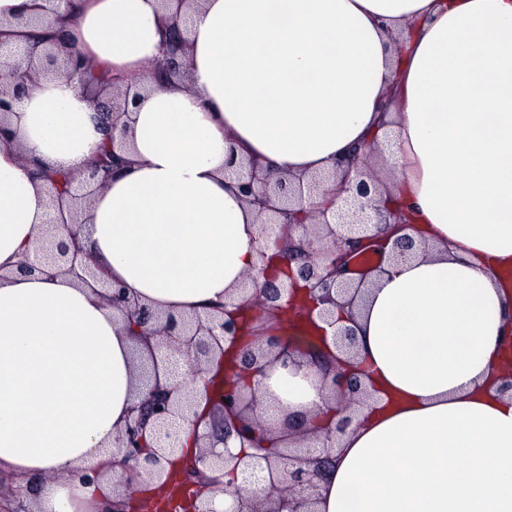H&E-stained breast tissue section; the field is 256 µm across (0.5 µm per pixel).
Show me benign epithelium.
<instances>
[{"label":"benign epithelium","instance_id":"1","mask_svg":"<svg viewBox=\"0 0 512 512\" xmlns=\"http://www.w3.org/2000/svg\"><path fill=\"white\" fill-rule=\"evenodd\" d=\"M55 21L57 15L53 8L34 16L15 17L18 26H46ZM170 41L174 50L163 47L162 58L151 64V70L159 68L171 77H179L182 50L179 26H173ZM68 66L75 70L81 66L80 55L73 50L62 58L49 48L16 49L0 43V80L9 82V88H0V116L14 111L16 102L28 92L33 70L39 67L44 71H57ZM104 92L102 88L93 93V97L97 111L112 113V130L115 131L123 114L117 99L128 98L130 90H115L106 100L102 99ZM363 164L362 156L351 161L340 160L336 171L314 176L306 182L300 178H280L272 183L250 164H240L234 170L239 193L260 218L257 227L262 246L260 257H265L264 250L272 241L275 255L292 260L291 256L283 254L282 240L272 239L270 225L283 224L290 230H302L297 247L301 259L298 268H286L283 280L266 273L261 282L250 278L245 307L251 308L252 300L257 299L267 314L286 312L304 323H323L318 340L320 347L328 351V360L319 365L321 386L334 401L332 414L323 427L319 430L302 427L291 435L283 428L263 425L261 384H239L244 377L266 376V368L276 362L288 367L293 353L299 351L288 338L271 336L267 348L255 350L242 345L243 321L235 314L226 318L162 314L130 297L123 286L112 283L99 295L112 308L139 320L137 339L147 351H152V343L156 342L173 354L185 357L192 379L209 374L213 358L224 354L226 345L235 349V359L231 367L225 369L226 384L220 390L213 391L210 381H205L209 410L204 416L196 411V383L184 382L176 388L163 386L158 365L151 362L146 376L148 396L132 407L124 428L116 435L117 452L112 461L107 467L82 473L79 475L82 481H95L107 469L119 466L123 470L119 488L155 484L165 494L174 477L179 491L187 496L177 502L169 498L156 503L161 512L171 505L181 512H315L322 462L329 458L336 439L347 433L370 400L365 374L342 360L354 352L355 330L348 326L336 327L335 318L336 308L354 303L358 288L337 281V276L349 270L352 260L361 252H374L389 244L393 258L405 259L414 247L413 239L404 234L408 224L402 221L395 200L380 197L379 189ZM100 172L101 164L94 159L73 178L75 186L67 192L66 199L75 218H80L90 204L92 194L104 188L105 180L99 178ZM332 180L336 181V188L328 199L315 210H305L304 195L322 192L325 184ZM340 196L344 197L343 206L328 215ZM47 267L71 276L88 288L99 282L75 232L67 243H57L49 235H42L34 257L25 259L20 270L43 273ZM330 328L333 329L331 334L328 333ZM185 426L195 436L200 452L174 471L172 455L179 447L180 432ZM260 431L276 439L275 453L246 452V444ZM232 438L241 445L236 454L228 448ZM219 443L225 445L221 452L216 451ZM218 494L224 495L221 511L213 507Z\"/></svg>","mask_w":512,"mask_h":512}]
</instances>
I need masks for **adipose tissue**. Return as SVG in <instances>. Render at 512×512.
<instances>
[{"mask_svg": "<svg viewBox=\"0 0 512 512\" xmlns=\"http://www.w3.org/2000/svg\"><path fill=\"white\" fill-rule=\"evenodd\" d=\"M160 2L0 0V41H28L15 15L57 8L56 46L139 92L123 162L83 217L87 254L154 310L222 314L259 274L257 213L225 165L306 178L389 143L420 248L383 259L336 313L372 399L337 440L316 510L512 512V0H200L182 30L187 77L165 82L145 70L172 15ZM106 122L78 77L41 72L0 123V470L34 512H105L112 478L72 473L111 458L146 396L125 316L71 277L19 270L47 225L63 241L72 228L37 170H82ZM316 371L268 369L279 417L322 423Z\"/></svg>", "mask_w": 512, "mask_h": 512, "instance_id": "adipose-tissue-1", "label": "adipose tissue"}]
</instances>
